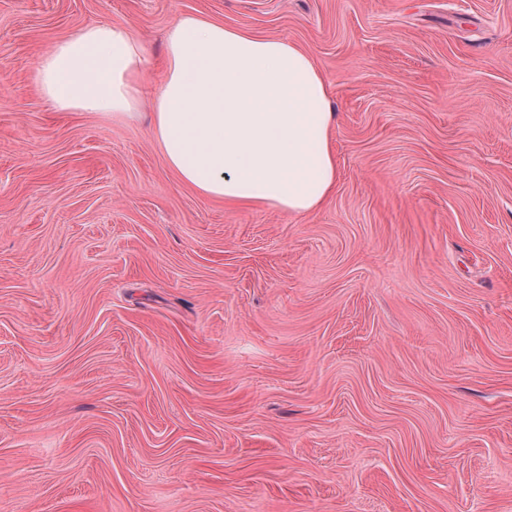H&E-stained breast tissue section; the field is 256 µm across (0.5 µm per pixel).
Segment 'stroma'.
<instances>
[{"instance_id":"1","label":"stroma","mask_w":512,"mask_h":512,"mask_svg":"<svg viewBox=\"0 0 512 512\" xmlns=\"http://www.w3.org/2000/svg\"><path fill=\"white\" fill-rule=\"evenodd\" d=\"M201 14L327 78L319 210L35 83ZM0 512H512V0H0Z\"/></svg>"}]
</instances>
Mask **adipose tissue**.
<instances>
[{"label":"adipose tissue","instance_id":"adipose-tissue-1","mask_svg":"<svg viewBox=\"0 0 512 512\" xmlns=\"http://www.w3.org/2000/svg\"><path fill=\"white\" fill-rule=\"evenodd\" d=\"M165 46L153 121L180 182L230 205L318 210L336 186L329 132L337 115L312 56L203 15L173 21ZM149 65L127 27L94 24L43 55L34 78L59 111L129 118Z\"/></svg>","mask_w":512,"mask_h":512}]
</instances>
